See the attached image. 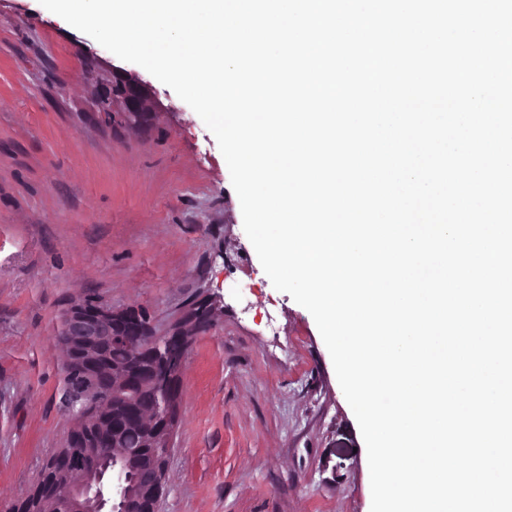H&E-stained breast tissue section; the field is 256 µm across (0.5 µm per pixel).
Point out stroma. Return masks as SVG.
I'll use <instances>...</instances> for the list:
<instances>
[{
    "label": "stroma",
    "mask_w": 512,
    "mask_h": 512,
    "mask_svg": "<svg viewBox=\"0 0 512 512\" xmlns=\"http://www.w3.org/2000/svg\"><path fill=\"white\" fill-rule=\"evenodd\" d=\"M116 69L153 91L142 127L97 109ZM260 267L194 110L39 0H0V503L74 425L56 336L93 297L160 332L196 302L219 312L183 369L158 512H370L365 442L315 320Z\"/></svg>",
    "instance_id": "obj_1"
}]
</instances>
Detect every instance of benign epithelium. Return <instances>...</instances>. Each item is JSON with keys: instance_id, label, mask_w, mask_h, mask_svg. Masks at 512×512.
Returning a JSON list of instances; mask_svg holds the SVG:
<instances>
[{"instance_id": "obj_1", "label": "benign epithelium", "mask_w": 512, "mask_h": 512, "mask_svg": "<svg viewBox=\"0 0 512 512\" xmlns=\"http://www.w3.org/2000/svg\"><path fill=\"white\" fill-rule=\"evenodd\" d=\"M118 102L127 122L144 123L152 89L115 70L97 107L110 116ZM216 315L217 309L203 301L159 334L137 307L114 310L81 302L66 310L59 340L81 375L71 389L80 411L73 414L75 427L64 442L68 451L56 457L37 498L50 502L54 512H103L109 503L121 512H157L179 420L182 369L196 335L211 327ZM115 347L125 351V360L113 367ZM109 386L112 404L120 407L113 414L100 393ZM143 391L153 394L152 404H140ZM102 446L113 448L112 461L97 453Z\"/></svg>"}]
</instances>
